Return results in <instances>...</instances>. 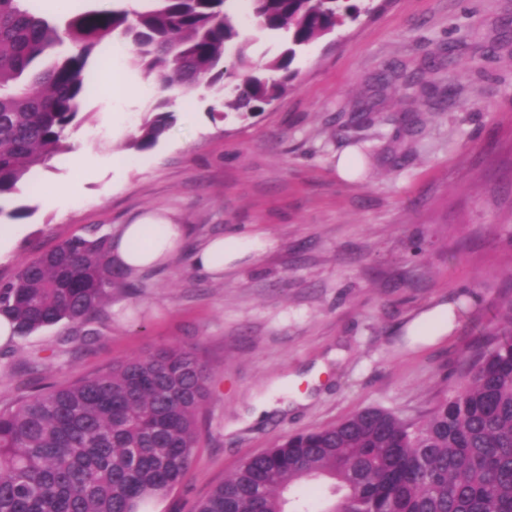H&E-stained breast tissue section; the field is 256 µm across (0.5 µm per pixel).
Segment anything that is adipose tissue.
<instances>
[{
    "label": "adipose tissue",
    "instance_id": "ef3b65f1",
    "mask_svg": "<svg viewBox=\"0 0 512 512\" xmlns=\"http://www.w3.org/2000/svg\"><path fill=\"white\" fill-rule=\"evenodd\" d=\"M186 237V227L168 220L145 217L122 225L112 242L117 262L138 274L166 267L179 254ZM253 249L249 236L230 232L206 241L192 255L194 266L202 273L223 277L225 269Z\"/></svg>",
    "mask_w": 512,
    "mask_h": 512
}]
</instances>
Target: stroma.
I'll return each instance as SVG.
<instances>
[{"label":"stroma","instance_id":"35a3bbf8","mask_svg":"<svg viewBox=\"0 0 512 512\" xmlns=\"http://www.w3.org/2000/svg\"><path fill=\"white\" fill-rule=\"evenodd\" d=\"M512 0H383L296 57L288 92L247 117L224 95L175 99L176 120L148 151L128 148L162 96L123 61L141 94L118 103L112 59L101 54L94 91L68 132L69 152L0 200L32 215L0 256V284L62 241L114 234L149 214L187 227L167 267L134 275L71 343L59 324L0 347V407L36 384H66L168 345L194 347L210 367L201 439L182 482L149 512H195L248 456L279 439L381 407L425 414L461 381L480 332L512 297ZM424 72L433 102L381 88L390 70ZM365 147L360 173L342 155ZM84 151L89 169L71 165ZM127 157L112 166L113 155ZM75 186L76 200L60 197ZM255 238L223 278L200 273L192 252L229 231ZM455 312L435 338L417 327L436 308ZM324 360L307 404L242 420L259 391Z\"/></svg>","mask_w":512,"mask_h":512}]
</instances>
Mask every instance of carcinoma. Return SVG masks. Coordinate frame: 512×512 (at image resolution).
Instances as JSON below:
<instances>
[{
    "mask_svg": "<svg viewBox=\"0 0 512 512\" xmlns=\"http://www.w3.org/2000/svg\"><path fill=\"white\" fill-rule=\"evenodd\" d=\"M27 2L0 0V198L66 148L110 36L127 39L132 64L166 92L130 139L143 151L174 121L175 92L229 81L224 108L260 112L288 91L297 52L360 15L340 0H249L255 27L286 44L255 68L227 0H141L63 21ZM110 250L107 235H74L23 263L0 285V315L19 336L90 324L114 289L132 287ZM208 394V365L187 346L32 390L0 409V512H147L181 482ZM310 482L329 492L321 512H512V300L467 355L463 387L427 415L369 407L286 436L196 512H308L296 488Z\"/></svg>",
    "mask_w": 512,
    "mask_h": 512,
    "instance_id": "carcinoma-1",
    "label": "carcinoma"
}]
</instances>
